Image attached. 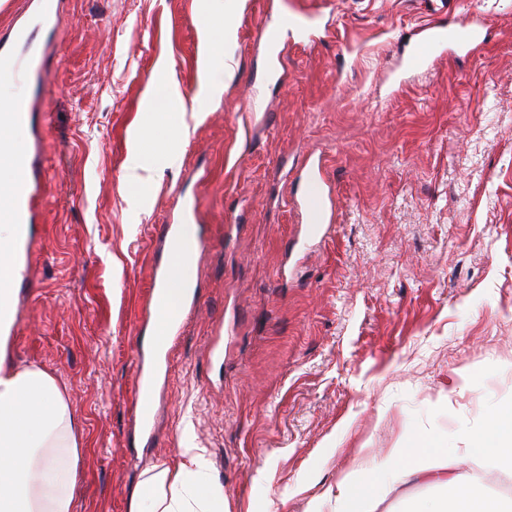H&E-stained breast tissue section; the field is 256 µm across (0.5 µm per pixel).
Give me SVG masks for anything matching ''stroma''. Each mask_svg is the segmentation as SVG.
<instances>
[{
    "label": "stroma",
    "instance_id": "35a3bbf8",
    "mask_svg": "<svg viewBox=\"0 0 512 512\" xmlns=\"http://www.w3.org/2000/svg\"><path fill=\"white\" fill-rule=\"evenodd\" d=\"M62 2L9 359L65 390L74 512H128L141 473L187 446L230 512H332L326 490L358 463L436 434L460 447L512 407V0H246L222 93L182 112L150 111L146 92L160 63L185 101L199 92L197 0ZM295 6L319 12L316 40L290 42L267 79L262 23ZM432 19L483 41L412 66ZM310 159L335 218L308 241L284 174ZM184 200L205 244L196 311L156 364L151 271Z\"/></svg>",
    "mask_w": 512,
    "mask_h": 512
}]
</instances>
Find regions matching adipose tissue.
<instances>
[{
  "mask_svg": "<svg viewBox=\"0 0 512 512\" xmlns=\"http://www.w3.org/2000/svg\"><path fill=\"white\" fill-rule=\"evenodd\" d=\"M226 14L216 0H202L201 74L203 84L212 89L217 86L215 73L228 69L234 57ZM194 239L192 225H184L163 287L166 303L178 301L185 292L183 271ZM12 281L0 270V512H72L77 427L50 374L7 362L18 303ZM455 454L512 470V410L491 411L486 427L469 436L467 446ZM448 456L440 439L433 437L422 440L414 452L386 456L376 471L358 468L330 492L333 512H376L388 487L412 480L446 491L445 498L430 502L424 512H512L489 495L480 477L453 474ZM129 512H224V492L212 483L198 449L185 448L179 461L144 471Z\"/></svg>",
  "mask_w": 512,
  "mask_h": 512,
  "instance_id": "obj_1",
  "label": "adipose tissue"
}]
</instances>
